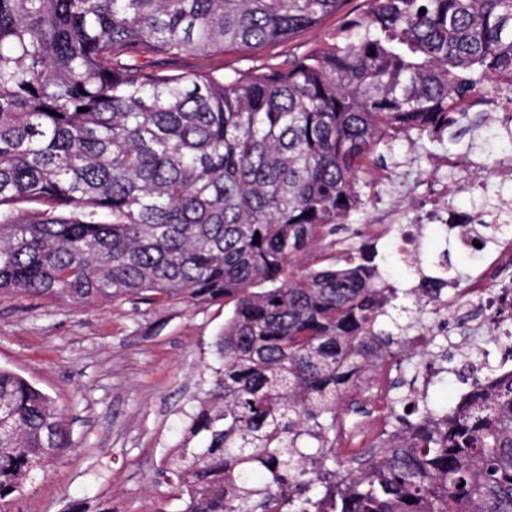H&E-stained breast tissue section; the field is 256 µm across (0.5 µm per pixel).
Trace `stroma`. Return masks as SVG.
<instances>
[{
	"instance_id": "35a3bbf8",
	"label": "stroma",
	"mask_w": 512,
	"mask_h": 512,
	"mask_svg": "<svg viewBox=\"0 0 512 512\" xmlns=\"http://www.w3.org/2000/svg\"><path fill=\"white\" fill-rule=\"evenodd\" d=\"M365 0H347L339 14L321 27L257 50H229L211 56L186 55L166 61L168 73L217 75L281 65L331 42ZM487 127H462L455 139L414 146L396 141L384 154L389 182L368 188L366 213L353 227L365 228L367 215L408 225L441 195L461 211L475 198L469 177L488 183V200L512 193L498 162L504 149L488 151ZM454 166H447V158ZM419 265L394 255L389 242L377 243L385 281L398 288L399 301L411 305L417 270L432 274L442 251L454 267L469 269L460 249H446L430 224L419 225ZM228 314L223 303L188 305L178 301L132 304L128 301L72 303L24 295L0 298V367L25 378L49 395L70 424L72 446L46 475L7 503V512H66L73 500L89 512H179L180 501L157 470L168 448L178 444L193 398L205 388L215 365L213 341ZM399 373L371 369L342 406L341 416L355 423L367 413L363 435L344 440L345 453L361 451L381 432L396 394Z\"/></svg>"
}]
</instances>
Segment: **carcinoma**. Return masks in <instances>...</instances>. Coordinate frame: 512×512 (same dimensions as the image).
<instances>
[{"label": "carcinoma", "mask_w": 512, "mask_h": 512, "mask_svg": "<svg viewBox=\"0 0 512 512\" xmlns=\"http://www.w3.org/2000/svg\"><path fill=\"white\" fill-rule=\"evenodd\" d=\"M345 2L0 0V296L231 307L162 460L180 512H512V372L487 361L435 408L408 343L439 289L401 323L374 244L336 238L395 141L443 140L512 75V0H366L265 71L139 64L285 42ZM386 355L414 374L343 457L340 403ZM70 446L54 401L0 368V505Z\"/></svg>", "instance_id": "carcinoma-1"}]
</instances>
